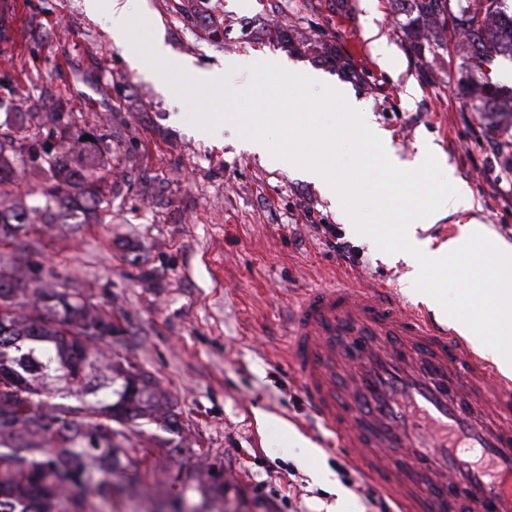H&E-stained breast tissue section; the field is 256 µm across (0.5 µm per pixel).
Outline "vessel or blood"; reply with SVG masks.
<instances>
[{"mask_svg": "<svg viewBox=\"0 0 512 512\" xmlns=\"http://www.w3.org/2000/svg\"><path fill=\"white\" fill-rule=\"evenodd\" d=\"M306 402L396 512H512V381L383 289H308L288 322Z\"/></svg>", "mask_w": 512, "mask_h": 512, "instance_id": "b4317fda", "label": "vessel or blood"}]
</instances>
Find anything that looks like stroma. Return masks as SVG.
Listing matches in <instances>:
<instances>
[{"mask_svg":"<svg viewBox=\"0 0 512 512\" xmlns=\"http://www.w3.org/2000/svg\"><path fill=\"white\" fill-rule=\"evenodd\" d=\"M11 42L0 48V122L59 112L71 129L94 133L112 198L103 224L38 225L23 252L92 295L125 329L116 357L158 379L184 430L177 453L155 451V488L191 475L199 501L224 486V512H394L340 454L307 406L285 349L288 313L309 288L342 282L385 287L403 308L426 310L405 287L408 268L387 262L375 241L352 233L342 205L295 168L245 151L236 128L200 134L189 107L150 75L133 47H116L106 15L84 0H19ZM147 24L161 23L174 57L199 69L246 57H277L344 85L413 160L429 143L441 169L472 196L467 212L442 214L425 234L441 243L477 219L512 243V146L462 96L457 34L448 49L420 56L398 33L390 0H129ZM276 11L273 40L262 19ZM336 227L352 250L344 259L318 231ZM486 257L449 263L427 280L459 324L478 323L464 285ZM265 412L259 422L257 412ZM328 470L327 481L312 474Z\"/></svg>","mask_w":512,"mask_h":512,"instance_id":"1","label":"stroma"}]
</instances>
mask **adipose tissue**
Here are the masks:
<instances>
[{"label":"adipose tissue","instance_id":"obj_1","mask_svg":"<svg viewBox=\"0 0 512 512\" xmlns=\"http://www.w3.org/2000/svg\"><path fill=\"white\" fill-rule=\"evenodd\" d=\"M404 241L405 250L392 253V260L404 261L411 286L427 279L429 272L447 265L449 260L466 261L473 248H480L489 257L485 266L471 273L466 291L470 299L481 305V330L463 326L464 336L481 333V352L503 373L512 372V244L504 241L487 225L469 221L460 225L455 237L436 244L431 238L418 235L416 225L394 216Z\"/></svg>","mask_w":512,"mask_h":512}]
</instances>
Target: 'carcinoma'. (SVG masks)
<instances>
[{
	"label": "carcinoma",
	"mask_w": 512,
	"mask_h": 512,
	"mask_svg": "<svg viewBox=\"0 0 512 512\" xmlns=\"http://www.w3.org/2000/svg\"><path fill=\"white\" fill-rule=\"evenodd\" d=\"M419 55L448 49L422 33L428 20L466 30L472 46L466 68L467 99L473 111L497 114L498 90L486 69L512 58V41L487 40L494 17L512 26L501 0H391ZM29 128L0 132V186L21 185L27 169L47 174L30 193V204L0 198V235L29 233L42 224H101L111 211L104 177L88 132L76 130L77 151L46 149ZM24 257L0 252V512H102L124 492L123 473L134 466L141 480L152 474L153 452L133 441L139 419L162 422L180 434V414L159 390L158 380L129 362H110L100 374L96 347L121 341L124 330L91 297L59 287L27 263L29 280L5 272Z\"/></svg>",
	"instance_id": "cac0c4a2"
}]
</instances>
